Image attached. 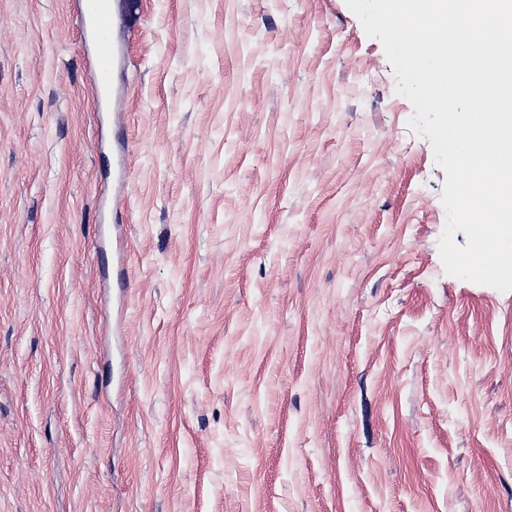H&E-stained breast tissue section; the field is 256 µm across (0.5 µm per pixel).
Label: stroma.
Segmentation results:
<instances>
[{"label":"stroma","instance_id":"obj_1","mask_svg":"<svg viewBox=\"0 0 512 512\" xmlns=\"http://www.w3.org/2000/svg\"><path fill=\"white\" fill-rule=\"evenodd\" d=\"M112 2L100 108L78 0H0V512H512V291L382 44Z\"/></svg>","mask_w":512,"mask_h":512}]
</instances>
